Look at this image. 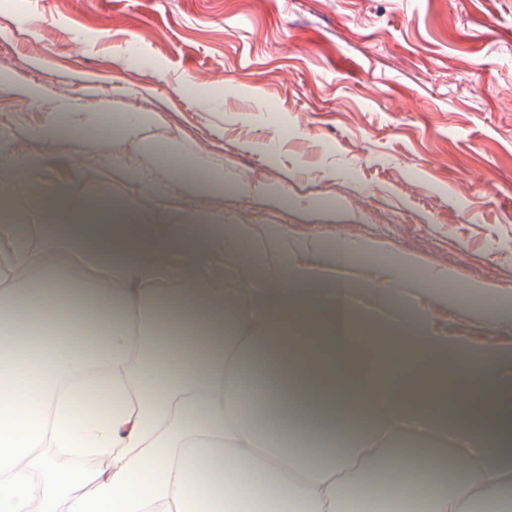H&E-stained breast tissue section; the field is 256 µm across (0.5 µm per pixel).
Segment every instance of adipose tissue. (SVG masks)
Wrapping results in <instances>:
<instances>
[{"mask_svg":"<svg viewBox=\"0 0 512 512\" xmlns=\"http://www.w3.org/2000/svg\"><path fill=\"white\" fill-rule=\"evenodd\" d=\"M40 165L0 156V208L23 179L40 218L0 224V512H358L405 442L428 446L422 512H512L511 297L382 240L156 223L167 166L130 160L138 196L77 208ZM467 295L476 336L446 323Z\"/></svg>","mask_w":512,"mask_h":512,"instance_id":"obj_1","label":"adipose tissue"}]
</instances>
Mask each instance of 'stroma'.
I'll return each mask as SVG.
<instances>
[{
	"instance_id": "1",
	"label": "stroma",
	"mask_w": 512,
	"mask_h": 512,
	"mask_svg": "<svg viewBox=\"0 0 512 512\" xmlns=\"http://www.w3.org/2000/svg\"><path fill=\"white\" fill-rule=\"evenodd\" d=\"M0 67V150L29 144L74 206L136 196L124 162L154 168L172 141L260 191L174 178L161 222L380 238L512 295V0H0ZM63 93L153 120L95 149L77 129L29 142Z\"/></svg>"
}]
</instances>
